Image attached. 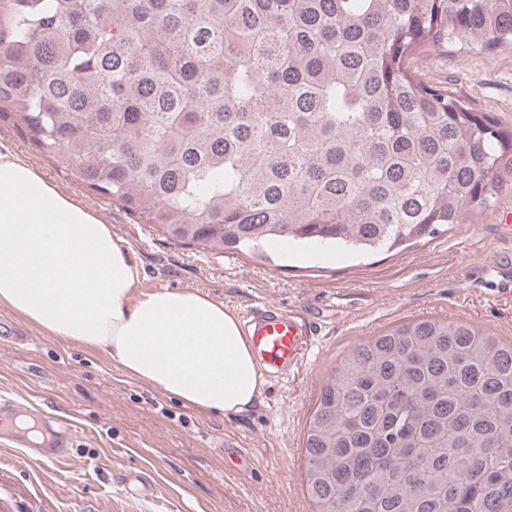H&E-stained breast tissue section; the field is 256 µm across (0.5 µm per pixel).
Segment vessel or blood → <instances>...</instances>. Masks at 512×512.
<instances>
[{"label":"vessel or blood","mask_w":512,"mask_h":512,"mask_svg":"<svg viewBox=\"0 0 512 512\" xmlns=\"http://www.w3.org/2000/svg\"><path fill=\"white\" fill-rule=\"evenodd\" d=\"M493 265L499 296L512 301V258L495 256ZM245 326L256 360L266 372L276 375H289L298 370L314 334V327L303 312L273 305L251 312ZM72 438L69 424L60 423L56 446L35 448L31 454L50 464L61 462L69 455Z\"/></svg>","instance_id":"1"}]
</instances>
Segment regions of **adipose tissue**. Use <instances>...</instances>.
<instances>
[{
  "label": "adipose tissue",
  "instance_id": "1",
  "mask_svg": "<svg viewBox=\"0 0 512 512\" xmlns=\"http://www.w3.org/2000/svg\"><path fill=\"white\" fill-rule=\"evenodd\" d=\"M141 279L110 225L0 152V305L200 413L252 409L265 379L237 318L196 291L139 292Z\"/></svg>",
  "mask_w": 512,
  "mask_h": 512
}]
</instances>
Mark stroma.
I'll use <instances>...</instances> for the list:
<instances>
[{
	"mask_svg": "<svg viewBox=\"0 0 512 512\" xmlns=\"http://www.w3.org/2000/svg\"><path fill=\"white\" fill-rule=\"evenodd\" d=\"M410 69L512 126V47L459 44L416 56ZM3 148L111 225L142 267V290L198 291L240 318L270 304L299 309L317 333L299 371L269 378L251 410L206 415L126 376L103 350L58 340L1 306L0 396L65 418L77 433L69 458L50 466L21 435L0 431V512H13L15 496L29 512H313L306 425L328 372L357 345L419 320L466 321L512 344V303L498 297L488 265L492 253L512 252L503 224L512 194L399 253L359 258L283 243L264 258L183 244L143 223L42 154L6 106ZM135 474L146 486L131 494L123 480Z\"/></svg>",
	"mask_w": 512,
	"mask_h": 512,
	"instance_id": "obj_1",
	"label": "stroma"
}]
</instances>
